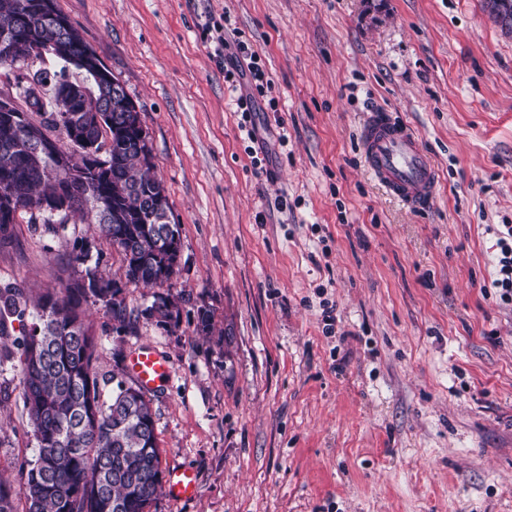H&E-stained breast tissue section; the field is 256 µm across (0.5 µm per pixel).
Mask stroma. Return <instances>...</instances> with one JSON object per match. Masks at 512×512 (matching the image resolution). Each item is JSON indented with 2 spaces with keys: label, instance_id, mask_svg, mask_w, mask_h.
Returning <instances> with one entry per match:
<instances>
[{
  "label": "stroma",
  "instance_id": "1",
  "mask_svg": "<svg viewBox=\"0 0 512 512\" xmlns=\"http://www.w3.org/2000/svg\"><path fill=\"white\" fill-rule=\"evenodd\" d=\"M56 4L135 103L182 226L179 328L142 317L116 334L87 310L100 372L141 348L171 369L147 392L162 467L193 470L197 490L151 512H512V305L484 292L512 225V33L484 0ZM227 22L277 101L259 99L253 141L206 30ZM57 68L0 64V97L25 105V75ZM381 109L436 166L426 211L362 162ZM82 238L90 258L71 263ZM90 268L125 276L76 218L21 213L0 244V281L47 291ZM0 392V475L17 487L36 442L7 361Z\"/></svg>",
  "mask_w": 512,
  "mask_h": 512
}]
</instances>
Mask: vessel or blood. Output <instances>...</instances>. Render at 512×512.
Masks as SVG:
<instances>
[{
	"mask_svg": "<svg viewBox=\"0 0 512 512\" xmlns=\"http://www.w3.org/2000/svg\"><path fill=\"white\" fill-rule=\"evenodd\" d=\"M362 155L369 171L393 197L410 208L426 209L434 196L436 170L414 133L389 112L372 113L360 134ZM129 370L147 388L163 385L169 378L166 360L143 349L128 360ZM170 498L187 500L196 491V475L187 468H174L166 475Z\"/></svg>",
	"mask_w": 512,
	"mask_h": 512,
	"instance_id": "b4317fda",
	"label": "vessel or blood"
}]
</instances>
